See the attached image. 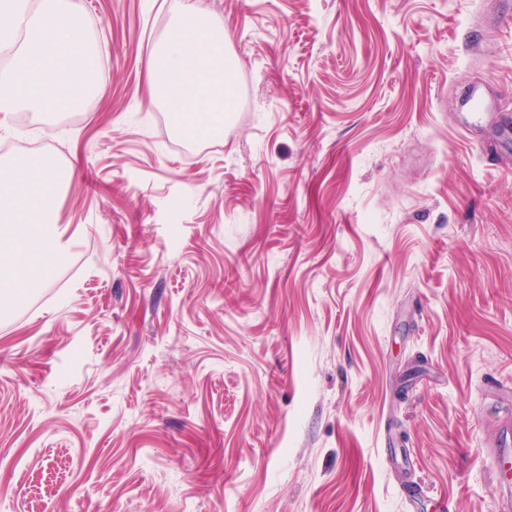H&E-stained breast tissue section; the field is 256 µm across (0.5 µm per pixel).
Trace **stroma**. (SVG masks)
Instances as JSON below:
<instances>
[{
    "mask_svg": "<svg viewBox=\"0 0 512 512\" xmlns=\"http://www.w3.org/2000/svg\"><path fill=\"white\" fill-rule=\"evenodd\" d=\"M173 0H71L104 94L45 287L0 311V512H498L512 417V0H197L224 134L147 88ZM489 458L492 460V470L500 484L499 494L501 512L512 509V426L506 424L489 445Z\"/></svg>",
    "mask_w": 512,
    "mask_h": 512,
    "instance_id": "obj_1",
    "label": "stroma"
}]
</instances>
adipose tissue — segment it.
<instances>
[{
  "label": "adipose tissue",
  "instance_id": "obj_1",
  "mask_svg": "<svg viewBox=\"0 0 512 512\" xmlns=\"http://www.w3.org/2000/svg\"><path fill=\"white\" fill-rule=\"evenodd\" d=\"M176 18L162 48L148 60L152 95L179 131L203 137L224 133L235 101L227 36L192 0H177ZM98 59L84 21L69 0H0V112L36 114L68 105L78 94L75 75L95 72ZM90 87L104 88L97 76ZM54 167L32 174L29 161L0 166V293L22 299L31 283H46L50 234L45 230L57 195Z\"/></svg>",
  "mask_w": 512,
  "mask_h": 512
}]
</instances>
